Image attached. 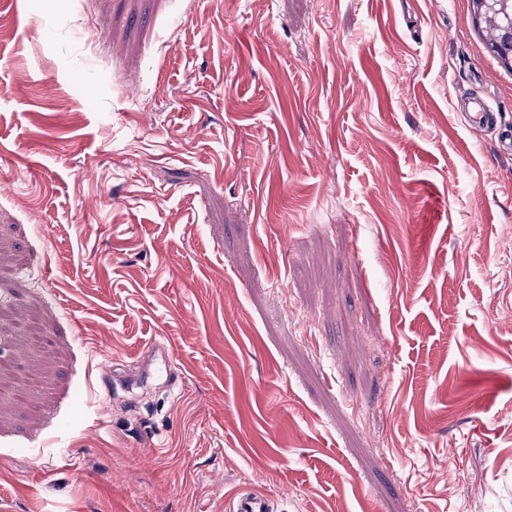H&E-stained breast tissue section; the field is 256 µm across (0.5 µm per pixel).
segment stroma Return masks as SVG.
Wrapping results in <instances>:
<instances>
[{
  "mask_svg": "<svg viewBox=\"0 0 512 512\" xmlns=\"http://www.w3.org/2000/svg\"><path fill=\"white\" fill-rule=\"evenodd\" d=\"M0 20V382L42 380L0 512H512V71L468 0ZM463 109L469 112V120L474 126L483 128L496 123V113L486 101L464 102ZM230 512H273L277 510L261 486H253L235 494L228 503Z\"/></svg>",
  "mask_w": 512,
  "mask_h": 512,
  "instance_id": "1",
  "label": "stroma"
}]
</instances>
